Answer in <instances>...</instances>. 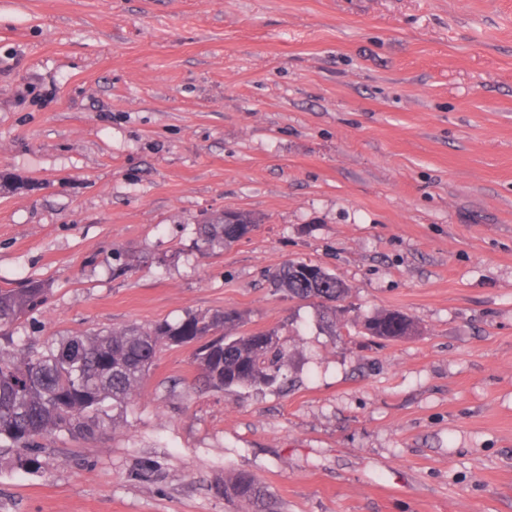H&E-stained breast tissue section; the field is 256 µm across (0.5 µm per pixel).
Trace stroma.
<instances>
[{
  "mask_svg": "<svg viewBox=\"0 0 512 512\" xmlns=\"http://www.w3.org/2000/svg\"><path fill=\"white\" fill-rule=\"evenodd\" d=\"M1 174L0 285L51 284L14 351L234 308L290 357L216 392L162 348L113 428L0 460V512H254L239 471L280 512H512V0H0ZM297 259L335 327L271 286ZM384 309L416 334L359 336ZM204 223L198 224L197 228L199 249L208 251L216 244L226 247L240 241L237 228L234 225L225 224L224 215ZM269 279L276 291L307 302L316 308L323 323L336 325L338 307L347 295L344 282L336 274L317 263L288 261L271 273ZM214 491L224 500L252 504L255 512H278L266 487L249 472L235 473L230 480L215 484Z\"/></svg>",
  "mask_w": 512,
  "mask_h": 512,
  "instance_id": "obj_1",
  "label": "stroma"
}]
</instances>
